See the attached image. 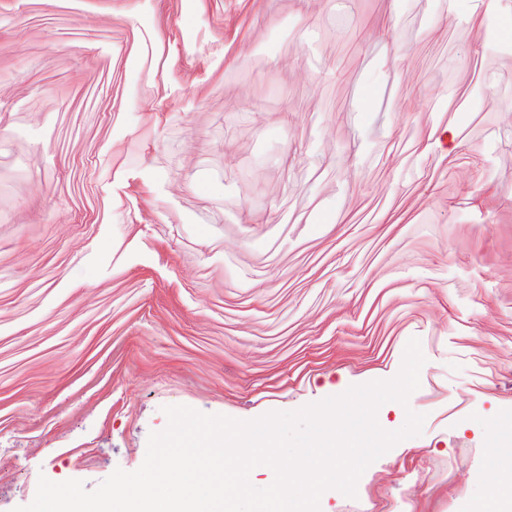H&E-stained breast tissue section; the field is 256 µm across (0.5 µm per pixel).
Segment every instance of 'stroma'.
I'll use <instances>...</instances> for the list:
<instances>
[{
    "mask_svg": "<svg viewBox=\"0 0 512 512\" xmlns=\"http://www.w3.org/2000/svg\"><path fill=\"white\" fill-rule=\"evenodd\" d=\"M512 0H0V512L138 469L164 407L395 378L371 512L512 482Z\"/></svg>",
    "mask_w": 512,
    "mask_h": 512,
    "instance_id": "35a3bbf8",
    "label": "stroma"
}]
</instances>
